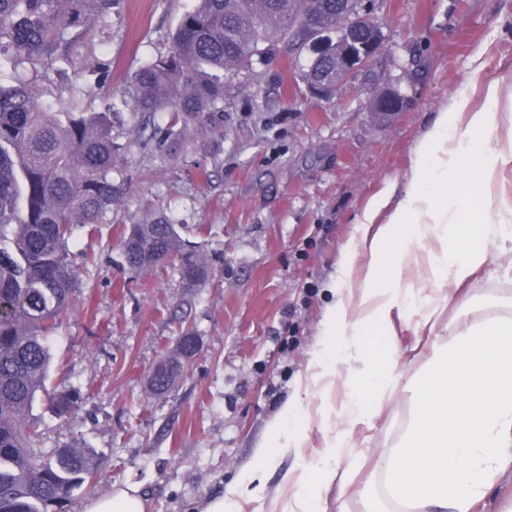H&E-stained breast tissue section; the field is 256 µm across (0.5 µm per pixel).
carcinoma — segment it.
<instances>
[{"label":"carcinoma","mask_w":512,"mask_h":512,"mask_svg":"<svg viewBox=\"0 0 512 512\" xmlns=\"http://www.w3.org/2000/svg\"><path fill=\"white\" fill-rule=\"evenodd\" d=\"M123 0H0V512H63L72 490L96 478L93 454L67 445L48 459L29 412L44 389L48 337L66 320L79 276L68 243L76 228L112 222L124 183V146L112 137L108 97L95 110L81 91L52 95L21 74L41 75L72 62L96 26L121 11ZM364 10L363 0H190L168 50L139 66L121 104L135 114L171 113L151 136L164 153L188 132L218 130L224 119V71L248 70L276 43L298 41L315 18L336 24V8ZM52 100L43 101V97ZM127 267L153 268L179 255L191 288L209 277L194 251L181 250L176 224L154 213L130 225L123 240ZM200 351L185 331L173 355L156 364L151 390L168 392ZM80 393L52 398L60 417Z\"/></svg>","instance_id":"1"}]
</instances>
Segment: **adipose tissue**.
I'll return each mask as SVG.
<instances>
[{"instance_id": "adipose-tissue-1", "label": "adipose tissue", "mask_w": 512, "mask_h": 512, "mask_svg": "<svg viewBox=\"0 0 512 512\" xmlns=\"http://www.w3.org/2000/svg\"><path fill=\"white\" fill-rule=\"evenodd\" d=\"M511 167L512 113L501 111L492 81L482 109L469 111L461 98L439 114L399 200L368 203L360 241L345 255L351 262L363 250L371 261L360 285L343 278L334 288L324 349L309 379L326 390L347 378L354 390L346 408L351 424L371 419L372 392L399 374L395 317L414 315L419 326L434 327L441 303L486 264V240L512 238V203L493 201L497 175ZM422 262L425 288L406 276ZM348 335L357 338L356 348H336V337ZM371 336L385 339L373 364L365 347ZM403 389L415 405V423L366 485L384 480L388 497L412 512H473L499 469L512 463V321L460 326ZM322 433L318 461L288 485V512H326L324 495L348 435L327 425ZM83 512H146V505L139 488L127 484L87 499Z\"/></svg>"}]
</instances>
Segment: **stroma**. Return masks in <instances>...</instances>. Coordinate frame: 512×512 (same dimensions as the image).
Segmentation results:
<instances>
[{
    "label": "stroma",
    "mask_w": 512,
    "mask_h": 512,
    "mask_svg": "<svg viewBox=\"0 0 512 512\" xmlns=\"http://www.w3.org/2000/svg\"><path fill=\"white\" fill-rule=\"evenodd\" d=\"M184 7L185 0H126L123 17L95 30L66 76L48 73L41 85L62 95L82 89L84 105L94 108L121 95L130 74L166 50ZM386 20L383 50L330 98L306 92L282 43L253 71L225 72L222 129L192 134L167 156L121 110L115 127L127 145L125 183L111 223L80 228L70 243L81 286L50 340L53 362L31 413L44 453L77 445L97 454V481L72 492L67 512L125 484L140 487L147 512H202L258 467L266 503L242 497L241 512H273L281 488L320 450L321 421L348 427L349 390L339 383L305 400L292 421L306 435L304 450L262 466L271 427L322 348L328 287L341 275L345 247L360 237L367 203L381 193L402 196L416 151L456 96L476 109L491 80L512 89V0H394ZM101 61L112 73L98 86L90 72ZM394 79L414 101L382 123L368 99ZM156 211L175 220L183 247L209 265L198 287L182 286L175 259L141 274L127 269L123 232ZM488 249V262L466 285L471 307H447L436 341L415 343L412 330L401 329L407 376L459 324L512 317L505 261L512 242ZM87 254L92 262H84ZM188 329L199 353L168 393L153 394L152 368ZM65 386L80 389L83 400L61 419L51 397ZM376 399L380 415L352 428L336 461L338 474H351L353 492L415 416L402 389Z\"/></svg>",
    "instance_id": "stroma-1"
}]
</instances>
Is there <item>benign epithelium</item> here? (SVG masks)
I'll use <instances>...</instances> for the list:
<instances>
[{
  "mask_svg": "<svg viewBox=\"0 0 512 512\" xmlns=\"http://www.w3.org/2000/svg\"><path fill=\"white\" fill-rule=\"evenodd\" d=\"M364 21L370 31V38L364 43H350L343 51L329 40L330 28L323 27L318 21H312L309 31L303 41L295 49L308 52V67H313L318 61L336 60L331 74L325 78L303 81L308 92L325 97L331 96L346 84L351 77L382 49L385 43L384 18L372 11L364 14L361 19L345 20L344 16H336V28L345 31L352 30ZM412 96L403 91L398 83L387 85L375 90L369 97V110L378 117L388 120L409 109Z\"/></svg>",
  "mask_w": 512,
  "mask_h": 512,
  "instance_id": "obj_1",
  "label": "benign epithelium"
}]
</instances>
